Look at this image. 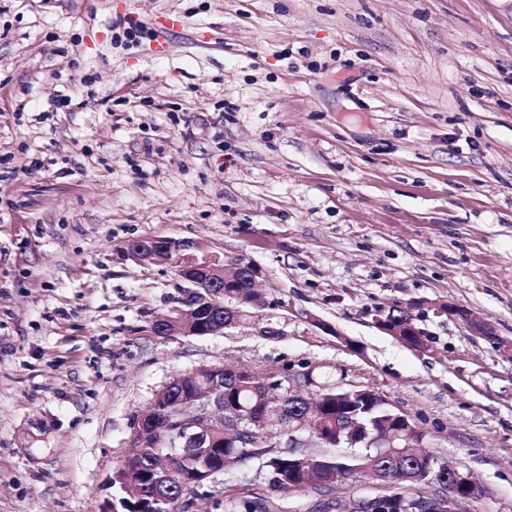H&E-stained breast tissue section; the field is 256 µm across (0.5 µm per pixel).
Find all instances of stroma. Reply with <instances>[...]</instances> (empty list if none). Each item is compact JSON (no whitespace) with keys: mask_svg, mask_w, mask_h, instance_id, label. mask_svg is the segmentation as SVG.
<instances>
[{"mask_svg":"<svg viewBox=\"0 0 512 512\" xmlns=\"http://www.w3.org/2000/svg\"><path fill=\"white\" fill-rule=\"evenodd\" d=\"M101 2L0 0V512H99L218 363L384 395L481 475L462 512H512V358L439 310L512 341V0ZM145 236L251 264L250 324L153 336L181 281ZM410 302L418 347L375 322ZM440 309L442 312L448 313L449 315L460 316L466 322L467 327L474 335L483 336L490 340L497 341L498 344H501L506 348V351L510 354V357H512V342L510 341L505 344L501 341L499 337H497L498 335L491 323L448 303L441 304Z\"/></svg>","mask_w":512,"mask_h":512,"instance_id":"35a3bbf8","label":"stroma"}]
</instances>
